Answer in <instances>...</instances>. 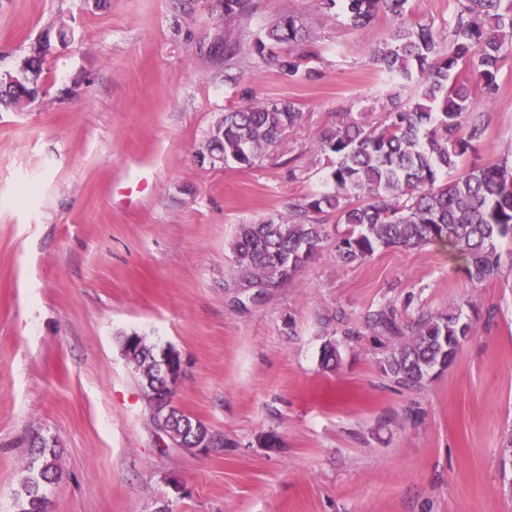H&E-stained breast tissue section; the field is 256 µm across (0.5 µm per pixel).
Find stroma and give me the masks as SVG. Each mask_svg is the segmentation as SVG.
<instances>
[{
	"mask_svg": "<svg viewBox=\"0 0 512 512\" xmlns=\"http://www.w3.org/2000/svg\"><path fill=\"white\" fill-rule=\"evenodd\" d=\"M459 9L408 2L442 39ZM287 14L310 24L318 80L253 51ZM393 26L354 29L323 0H250L233 18L221 0H0V73L68 30L44 94L0 110V512H16L35 434L60 453L49 512H512V240L497 243L504 276L477 287L438 244L340 264L330 212L291 279L256 302L233 286L238 225L331 191L321 132L413 99L369 54ZM225 34L228 62L210 51ZM497 82L472 92L484 134L464 164L512 161L511 46ZM282 98L302 116L255 166H209L227 109ZM384 306L404 323L454 310L474 333L442 373L400 386L382 371L393 339L367 323ZM131 333L179 352L173 403L225 449L157 430L120 351Z\"/></svg>",
	"mask_w": 512,
	"mask_h": 512,
	"instance_id": "stroma-1",
	"label": "stroma"
}]
</instances>
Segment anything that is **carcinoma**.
<instances>
[{
  "mask_svg": "<svg viewBox=\"0 0 512 512\" xmlns=\"http://www.w3.org/2000/svg\"><path fill=\"white\" fill-rule=\"evenodd\" d=\"M408 0H343L356 28L379 14L396 27L371 55L380 71L420 89L405 107L390 105L385 121L364 126L353 121L325 129L318 149L334 156V189L290 205L288 218L267 217L237 227L232 251L239 272L237 288L262 295L277 288L322 249L324 229L314 215L332 210L347 230L336 235V259L362 262L379 248L422 249L444 244L465 263V272L483 285L503 274L497 242L512 238V166L505 161L473 165L452 180L444 175L459 167L479 141L484 126L470 112L468 79L473 76L485 96L498 90L497 75L505 42H512V0H465L451 29L452 45L444 51L426 24L405 18ZM305 20L286 15L268 24L254 51L294 78L310 79L315 53L308 49ZM293 50L275 53L279 45ZM42 62L29 61L0 74V105H20L16 80L39 82ZM301 118L296 102L280 99L224 112L213 126L208 146L218 149L224 165L250 167ZM368 323L399 341L384 366L400 386H416L450 363L460 339L473 335L459 313H423L408 327L394 310L382 307ZM121 354L156 393L153 418L171 441L185 449L224 447V436L172 405L174 384L167 372L180 361L169 347L159 352L137 334L122 336ZM27 474L16 492L17 512H48L49 493L61 481L55 445L41 436L30 440Z\"/></svg>",
  "mask_w": 512,
  "mask_h": 512,
  "instance_id": "cac0c4a2",
  "label": "carcinoma"
}]
</instances>
